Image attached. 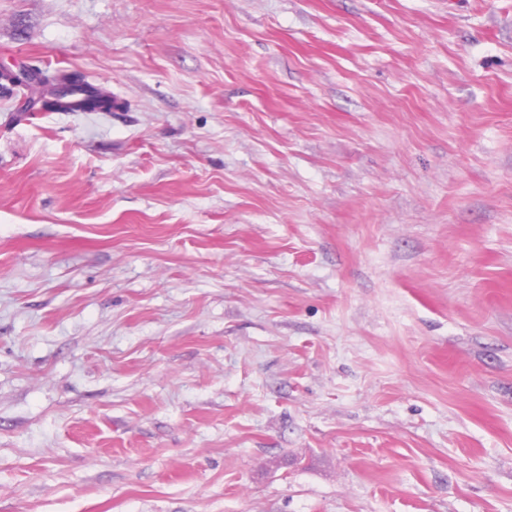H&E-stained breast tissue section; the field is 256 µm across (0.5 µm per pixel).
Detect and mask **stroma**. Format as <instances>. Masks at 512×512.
<instances>
[{
    "label": "stroma",
    "instance_id": "obj_1",
    "mask_svg": "<svg viewBox=\"0 0 512 512\" xmlns=\"http://www.w3.org/2000/svg\"><path fill=\"white\" fill-rule=\"evenodd\" d=\"M0 512H512V0H0ZM66 80L68 83L61 81ZM59 81L83 94L79 108L83 112H109L112 108L111 100L99 89L87 82L83 75L77 72L64 75ZM82 95L78 92L66 91L62 93L61 101L66 105L65 109L59 112H80L76 107Z\"/></svg>",
    "mask_w": 512,
    "mask_h": 512
}]
</instances>
